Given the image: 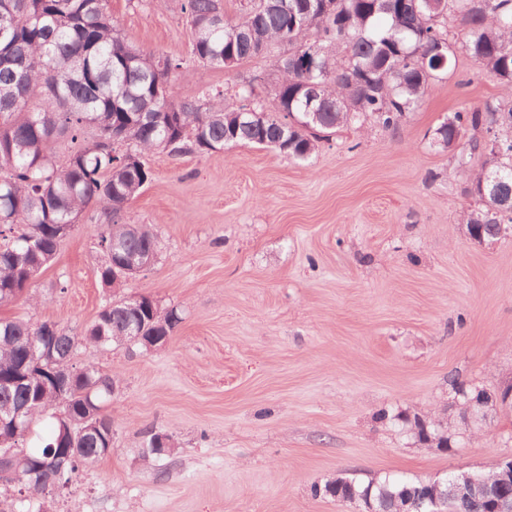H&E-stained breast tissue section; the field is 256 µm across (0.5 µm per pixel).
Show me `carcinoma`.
<instances>
[{
    "mask_svg": "<svg viewBox=\"0 0 512 512\" xmlns=\"http://www.w3.org/2000/svg\"><path fill=\"white\" fill-rule=\"evenodd\" d=\"M193 37L189 56L173 58L140 51L121 35L109 0H0V306L24 297L54 258L65 226L90 210L98 213L99 242L116 243L125 256L147 258L156 251L152 229L123 224L115 217L153 180L145 163H128L113 145L131 141L138 155L219 151L226 144L269 147L305 161L318 144L348 126L372 122L397 129L423 105L435 81L448 71L460 47L505 93L481 106L464 108L434 129L432 145L451 154L468 180L466 192L477 207L466 212L469 231L497 239L512 229V0H246L240 15L221 11L220 0H179ZM453 16L467 30L458 40L448 28ZM274 45L296 55L317 54V66L303 69L278 56L273 106L253 104L255 89L242 85L239 105L224 107L219 90L175 101L158 98L153 87H169L188 62L224 69V59L241 64ZM266 111L261 126L239 121L248 107ZM92 129L95 136L71 151L64 165L54 157L65 141L75 143ZM486 135L500 148L486 149ZM483 158L481 172L471 160ZM145 336L157 349L169 343L180 316L176 309L152 312L142 294ZM133 312L107 303L83 334L56 328V365L74 378L64 390H29L24 427L13 442L19 469L0 468V512H48L44 489L69 486L81 468L104 457L100 436L112 432L115 378L99 366L78 365L83 346L107 351L134 323ZM48 323L32 325L0 317V377L11 375ZM66 412L76 422L67 444L78 449L73 465L57 468L53 448L59 422L30 441L35 424ZM437 447L448 442L451 419L426 421ZM325 492L338 501L372 495L377 512H392L394 496L406 494L410 512H488L481 495L456 500L442 485L418 477L387 475L367 482L343 479ZM439 497L442 510L431 498Z\"/></svg>",
    "mask_w": 512,
    "mask_h": 512,
    "instance_id": "carcinoma-1",
    "label": "carcinoma"
}]
</instances>
